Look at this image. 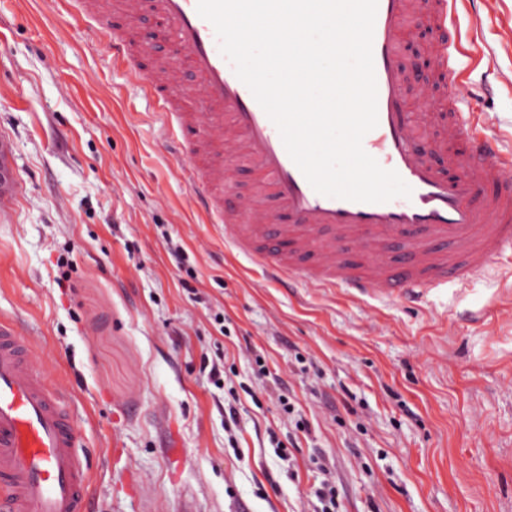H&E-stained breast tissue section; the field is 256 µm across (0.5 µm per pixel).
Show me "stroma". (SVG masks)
Instances as JSON below:
<instances>
[{"label": "stroma", "instance_id": "35a3bbf8", "mask_svg": "<svg viewBox=\"0 0 512 512\" xmlns=\"http://www.w3.org/2000/svg\"><path fill=\"white\" fill-rule=\"evenodd\" d=\"M459 24L512 139V0ZM127 69L79 0H0V320L72 411L92 512H320L326 479L342 512H512V252L411 306L271 280Z\"/></svg>", "mask_w": 512, "mask_h": 512}]
</instances>
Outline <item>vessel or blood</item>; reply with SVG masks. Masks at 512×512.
Masks as SVG:
<instances>
[{
	"label": "vessel or blood",
	"instance_id": "1",
	"mask_svg": "<svg viewBox=\"0 0 512 512\" xmlns=\"http://www.w3.org/2000/svg\"><path fill=\"white\" fill-rule=\"evenodd\" d=\"M457 0H378L373 36L378 125L362 146L385 169L398 172L410 197L364 203L316 192L288 154L280 133L222 55L197 0H121L127 20L150 12L180 47L194 82L183 87L173 66L146 78L158 111L180 136L194 202L227 224L238 246L263 254L270 278L293 277L331 288L418 299L448 283L466 284L489 262L512 251V141L489 130L486 115L466 111L467 83L457 69L452 31ZM435 34L434 66L452 83L449 111L434 138L409 108L412 89L401 60L413 18ZM197 109H184L185 97ZM451 177L434 155L449 142ZM244 159L258 173L249 195L227 190L229 163ZM24 331L0 321V512H87V475L77 455L78 428L61 398L37 372Z\"/></svg>",
	"mask_w": 512,
	"mask_h": 512
}]
</instances>
